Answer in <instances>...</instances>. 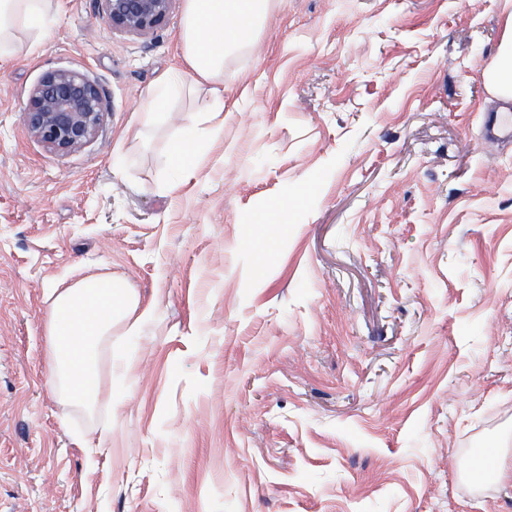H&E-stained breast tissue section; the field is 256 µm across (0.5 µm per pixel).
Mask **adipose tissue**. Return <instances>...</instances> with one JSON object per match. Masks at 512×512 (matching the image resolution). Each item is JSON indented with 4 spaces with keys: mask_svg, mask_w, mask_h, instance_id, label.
Wrapping results in <instances>:
<instances>
[{
    "mask_svg": "<svg viewBox=\"0 0 512 512\" xmlns=\"http://www.w3.org/2000/svg\"><path fill=\"white\" fill-rule=\"evenodd\" d=\"M52 0H0V65L16 57L21 40L38 41L53 22ZM273 0H186L183 39L190 78L209 82L216 111L224 109V91L217 79L224 59L244 49L267 15ZM186 77V78H189ZM186 78L176 77L175 85ZM485 81L497 97L512 98V19L508 20L496 60ZM47 355L57 374L52 387L64 398L86 403L99 393V377L92 352L112 330L115 316H149L137 298L111 275L85 270L71 284L47 294Z\"/></svg>",
    "mask_w": 512,
    "mask_h": 512,
    "instance_id": "ef3b65f1",
    "label": "adipose tissue"
}]
</instances>
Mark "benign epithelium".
<instances>
[{"instance_id": "benign-epithelium-1", "label": "benign epithelium", "mask_w": 512, "mask_h": 512, "mask_svg": "<svg viewBox=\"0 0 512 512\" xmlns=\"http://www.w3.org/2000/svg\"><path fill=\"white\" fill-rule=\"evenodd\" d=\"M110 28L147 37L168 19L176 0H100ZM105 106L96 80L73 69L46 73L24 108L31 135L47 149L65 154L93 141Z\"/></svg>"}]
</instances>
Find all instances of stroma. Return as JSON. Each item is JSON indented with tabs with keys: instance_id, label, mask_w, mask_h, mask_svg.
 Returning <instances> with one entry per match:
<instances>
[{
	"instance_id": "1",
	"label": "stroma",
	"mask_w": 512,
	"mask_h": 512,
	"mask_svg": "<svg viewBox=\"0 0 512 512\" xmlns=\"http://www.w3.org/2000/svg\"><path fill=\"white\" fill-rule=\"evenodd\" d=\"M183 11L138 38L53 0L0 68V512H512V140L483 77L512 0H275L223 111L188 85L146 128ZM59 68L106 109L66 154L23 114ZM88 268L152 314L113 324L84 407L44 323ZM501 446V480H465ZM199 132L194 128H187L180 140L175 141L170 149V163L184 177L195 174L200 164L197 149Z\"/></svg>"
}]
</instances>
